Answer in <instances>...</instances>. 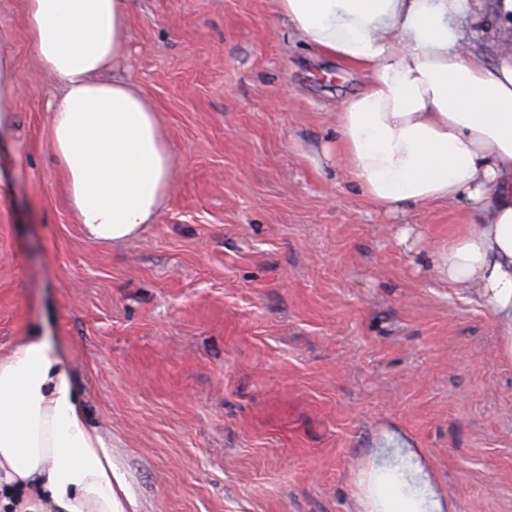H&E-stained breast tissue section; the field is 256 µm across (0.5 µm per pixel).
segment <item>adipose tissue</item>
I'll return each mask as SVG.
<instances>
[{
	"label": "adipose tissue",
	"mask_w": 512,
	"mask_h": 512,
	"mask_svg": "<svg viewBox=\"0 0 512 512\" xmlns=\"http://www.w3.org/2000/svg\"><path fill=\"white\" fill-rule=\"evenodd\" d=\"M299 40L367 82L336 112V160L371 204L396 214L457 202L474 223L431 254L448 284L480 297L512 361V53L488 61L463 25L481 0H278ZM130 0H22L28 44L59 83L50 151L89 240L117 244L154 223L173 150L138 87L106 81L126 50ZM0 49V131L19 93ZM363 512H444L402 473H362ZM112 443L90 417L50 337L0 356V507L7 512H128Z\"/></svg>",
	"instance_id": "adipose-tissue-1"
}]
</instances>
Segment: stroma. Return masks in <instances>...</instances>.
Segmentation results:
<instances>
[{
    "label": "stroma",
    "mask_w": 512,
    "mask_h": 512,
    "mask_svg": "<svg viewBox=\"0 0 512 512\" xmlns=\"http://www.w3.org/2000/svg\"><path fill=\"white\" fill-rule=\"evenodd\" d=\"M483 4L492 60L512 20ZM1 23L21 88L0 354L53 338L139 512H357L361 470L414 460L411 491L512 512V362L426 262L472 218L394 216L345 178L336 108L364 74L303 47L276 0H131L112 75L150 98L174 168L154 224L111 245L84 238L51 161L56 88L21 0Z\"/></svg>",
    "instance_id": "obj_1"
}]
</instances>
